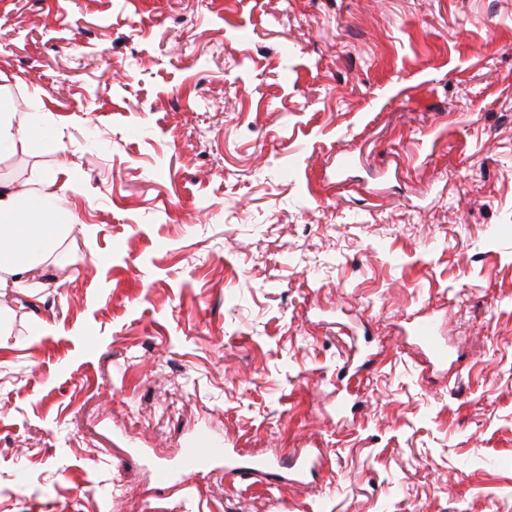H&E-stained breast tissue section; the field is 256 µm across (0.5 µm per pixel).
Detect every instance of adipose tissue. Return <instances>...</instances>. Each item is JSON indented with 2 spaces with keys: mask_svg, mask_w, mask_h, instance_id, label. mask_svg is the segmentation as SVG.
Returning a JSON list of instances; mask_svg holds the SVG:
<instances>
[{
  "mask_svg": "<svg viewBox=\"0 0 512 512\" xmlns=\"http://www.w3.org/2000/svg\"><path fill=\"white\" fill-rule=\"evenodd\" d=\"M44 121L40 112L18 117L11 101L0 98V156L14 151L25 133ZM73 175L70 167L48 172L22 193L0 186V289L33 279L72 229L56 201L61 177Z\"/></svg>",
  "mask_w": 512,
  "mask_h": 512,
  "instance_id": "ef3b65f1",
  "label": "adipose tissue"
}]
</instances>
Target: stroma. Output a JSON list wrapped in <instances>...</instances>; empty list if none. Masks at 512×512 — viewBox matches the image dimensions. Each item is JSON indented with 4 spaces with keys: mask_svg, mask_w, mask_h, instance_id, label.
Instances as JSON below:
<instances>
[{
    "mask_svg": "<svg viewBox=\"0 0 512 512\" xmlns=\"http://www.w3.org/2000/svg\"><path fill=\"white\" fill-rule=\"evenodd\" d=\"M0 40L46 115L0 183L72 165L76 222L0 289V512H512V0H0ZM202 431L321 458L158 484ZM416 344L435 362L444 363L448 359V346L442 336L438 318L433 314L423 316L410 328Z\"/></svg>",
    "mask_w": 512,
    "mask_h": 512,
    "instance_id": "35a3bbf8",
    "label": "stroma"
}]
</instances>
